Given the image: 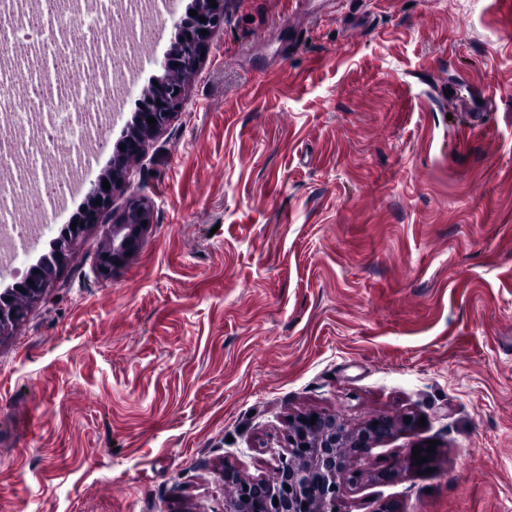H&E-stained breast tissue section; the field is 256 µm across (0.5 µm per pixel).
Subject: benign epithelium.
I'll list each match as a JSON object with an SVG mask.
<instances>
[{"instance_id":"7a95c632","label":"benign epithelium","mask_w":512,"mask_h":512,"mask_svg":"<svg viewBox=\"0 0 512 512\" xmlns=\"http://www.w3.org/2000/svg\"><path fill=\"white\" fill-rule=\"evenodd\" d=\"M217 7H212L211 2ZM205 21H200V18ZM224 24L223 0H203L197 16L188 21L175 23L178 30L169 53L160 62L166 72L189 73L194 71L202 51L208 47L211 34ZM208 34L202 35L200 31ZM185 97L183 83L173 84L164 79L158 82L155 94L141 106L137 121L145 135L128 137L125 148L117 149L114 161L126 165L128 158L146 152L149 138L164 129L174 114L182 107ZM153 117L156 123L147 122ZM104 178L91 184L88 191L89 206L79 220L76 229L66 228V238L75 241L84 233L86 225L98 221L112 203V190L117 181H110V189L102 187ZM101 204H95L96 200ZM151 223L150 206L138 197L130 198L112 225L107 246L99 253L97 269L103 276L112 273L118 264L124 263L141 246L143 223ZM57 267L46 271L33 267L21 282L20 291L40 298L56 274ZM25 312L11 303L0 304V333L24 319ZM315 424H310L311 417ZM416 428V419L396 424L390 419L367 420L355 428H347L329 414L311 412L291 419L286 437V448L277 457L274 474L269 479H259L246 484L237 482L236 472L227 467L224 478L227 483L237 484L235 496L225 501L224 512H334L341 492L342 482L356 485L362 473L348 468L350 459L369 453L374 447L390 439L397 431ZM278 504H273V499Z\"/></svg>"}]
</instances>
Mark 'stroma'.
I'll list each match as a JSON object with an SVG mask.
<instances>
[{"label":"stroma","mask_w":512,"mask_h":512,"mask_svg":"<svg viewBox=\"0 0 512 512\" xmlns=\"http://www.w3.org/2000/svg\"><path fill=\"white\" fill-rule=\"evenodd\" d=\"M193 6L165 13L83 186ZM126 174L0 334V512H224L225 467L270 478L308 411L426 420L354 461L340 512H512V0H224ZM133 194L152 222L103 278ZM430 440L432 472L372 480Z\"/></svg>","instance_id":"1"}]
</instances>
